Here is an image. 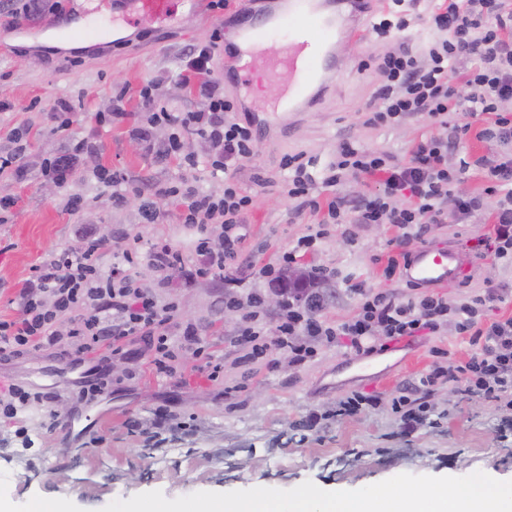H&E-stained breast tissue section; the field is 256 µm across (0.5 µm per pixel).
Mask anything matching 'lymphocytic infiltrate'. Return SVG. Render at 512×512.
Instances as JSON below:
<instances>
[{
	"instance_id": "obj_1",
	"label": "lymphocytic infiltrate",
	"mask_w": 512,
	"mask_h": 512,
	"mask_svg": "<svg viewBox=\"0 0 512 512\" xmlns=\"http://www.w3.org/2000/svg\"><path fill=\"white\" fill-rule=\"evenodd\" d=\"M424 20L438 31V39L420 53L403 49L380 58V103L370 109L367 122L394 126L419 114L438 127V135L416 144L404 161L343 142L319 181L308 172L303 154L282 160L285 194L310 210H324L325 216L316 232L299 238L291 250L257 271L281 297L274 321L265 319L262 293L237 289L241 229L251 196L229 180L223 193L200 190L192 159L186 160L179 181L166 190L180 202L183 223L198 233L194 276L223 278L225 309L243 312L236 345L247 358L266 360L269 369L277 367L276 354L287 355L289 363L299 367L316 356L319 346L343 339L356 353L368 354L375 352L378 340L419 336L448 326L468 337L473 351L467 359L444 353L419 383L391 398V412L408 432L429 420L435 408L428 398L434 387L447 384L461 398L492 402L512 417V315L486 316L494 304L512 302V285L491 283L481 294L451 302L427 294L402 300L352 282L348 290L359 300L358 312L335 326L325 317L327 298L321 287L334 278V270L309 269L306 281L292 286L286 285L285 273L313 249L316 239L328 234L330 226L351 220L397 228L394 254L386 266L388 274H395L409 256L407 242L421 237L426 225L443 223L449 203L461 224L484 214L493 226L489 258L512 263V113L502 108L512 100V0H436ZM212 50L209 44L189 47L180 61L182 80L197 82L206 100L204 110L175 113L160 108L149 120L176 128L166 147L169 153H179L181 135L207 140L212 171L226 173L252 157L255 135L251 121L240 119L238 102L221 94L211 80ZM459 112L467 113L469 122L453 123ZM471 134L493 144V151L449 166V151ZM473 168L483 172L486 193L497 197L492 209H484L481 197L453 193L455 184ZM349 172L377 179L378 193L353 205L338 195L324 203L314 196L316 183L334 187ZM81 238L82 249L52 252L17 291L22 315L0 318V362L21 358L33 345L64 346L69 365L75 368L97 362L104 349L125 355L126 341L136 338L156 374L174 376V361L184 350L201 356L199 372L217 379L224 363L205 353L201 327L137 280L134 269L143 259L137 246L129 243L114 251V262L106 271L100 265L106 241L91 229L82 230Z\"/></svg>"
}]
</instances>
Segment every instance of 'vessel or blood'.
<instances>
[{"mask_svg": "<svg viewBox=\"0 0 512 512\" xmlns=\"http://www.w3.org/2000/svg\"><path fill=\"white\" fill-rule=\"evenodd\" d=\"M178 0H126L122 9H115L112 0H72L68 16L54 28L62 41H107L121 19L134 20L149 16L160 21L171 20ZM366 0H285L273 10L259 12L251 0H241L236 24L240 32L238 43L226 48L228 66L225 82L235 85L243 95H250V66H262L271 82L287 77L278 98L295 111L306 108L312 101V91L338 74L337 50L345 39L362 36L356 15ZM289 34H303L319 43L321 50L311 56L304 71H297L291 54H271L266 46L280 28ZM474 265L472 257L456 248L420 246L405 269L408 281L429 288H438L460 279Z\"/></svg>", "mask_w": 512, "mask_h": 512, "instance_id": "obj_1", "label": "vessel or blood"}]
</instances>
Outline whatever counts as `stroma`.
Masks as SVG:
<instances>
[{
  "instance_id": "35a3bbf8",
  "label": "stroma",
  "mask_w": 512,
  "mask_h": 512,
  "mask_svg": "<svg viewBox=\"0 0 512 512\" xmlns=\"http://www.w3.org/2000/svg\"><path fill=\"white\" fill-rule=\"evenodd\" d=\"M431 7L430 0H417L420 19L397 40L383 42L371 34L344 43V72L330 87L323 110L290 116L280 128L258 135L252 160L233 170V179L255 201L245 226L244 249L250 261L238 269L244 291H267L257 267L287 250L322 219L320 213L282 196L285 155L305 153L312 160L310 172L318 177L341 142L355 141L401 160L414 142L433 135L423 118L375 127L367 124L365 112L381 84L378 57L401 46L417 52L433 40L422 19ZM228 34L222 13L209 10L205 0L179 6L176 18L164 26L140 19L129 32L128 47L60 44L48 32L18 37L0 25V147L16 135L26 145L24 176L0 173V197L15 201L11 214L0 222V316L19 317L13 301L16 291L51 251L79 245L75 230L80 224L93 225L105 239L137 235L143 247L165 242L193 256L195 228L181 222L179 205L161 193L182 172L179 156L164 153L173 129L149 124L138 92L146 86L157 102L182 112L201 110L199 92L179 79L178 58L187 45ZM120 83L134 91L123 103V117L96 125L95 114L111 111ZM60 98L75 101L76 109L70 129L57 133L43 107ZM82 139L89 149L81 172L45 195V158L64 153ZM101 168L155 189L159 223H143L140 203L114 201L96 177ZM71 194L85 199L83 211L68 209ZM490 230L479 216L467 224L451 218L428 225L423 241H410L407 248L413 251L424 243L481 250ZM395 234L389 224H342L303 260V267L319 265L342 275L341 281L327 285V319L340 324L357 313V299L346 291L344 277L376 289L404 288L402 277L385 278L374 262ZM489 281L512 284V266L478 259L467 283L448 284L439 293L457 300L481 293ZM158 294L206 328L205 349L223 358V373L207 380L196 373L197 361L190 358L181 362L182 376L157 378L140 356L142 342L134 339L126 346L127 358L108 362L110 394L79 405L72 394L94 380L89 365L67 369L59 350L39 347L0 363V386L22 384L42 394L41 401L20 413L18 423L0 420V490L11 512H27L31 502L60 498L66 512H102L112 501L155 490L169 499L200 491L290 490L307 481L328 491L355 490L403 473L443 477L481 471L512 480V433L504 434L494 404L461 399L444 385L432 392L437 406L448 412L437 426L408 433L391 413V394L426 374L435 350L467 355V338L452 329L407 338L368 355L324 347L301 367L289 365L283 356L272 371L243 359L233 346L240 317L224 312L223 280L202 284L190 271H176ZM132 366L137 374L131 379L127 371ZM357 391L379 394L380 406L317 432L301 429L309 412L333 407ZM160 410L191 421V432L184 435L157 424ZM99 411L107 412L108 420L89 426L88 416ZM21 425L27 429L23 438L15 434ZM88 426L103 435L102 443H86L81 431Z\"/></svg>"
}]
</instances>
